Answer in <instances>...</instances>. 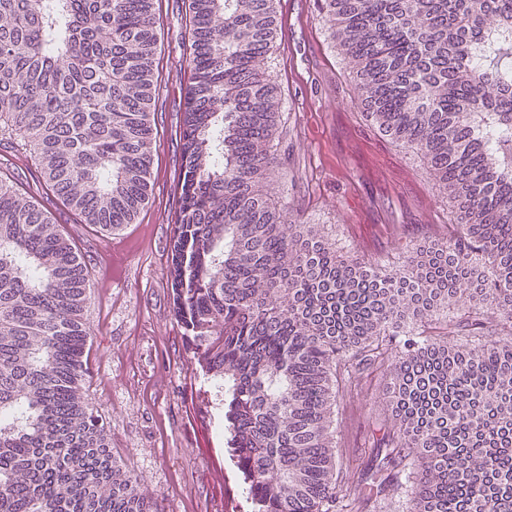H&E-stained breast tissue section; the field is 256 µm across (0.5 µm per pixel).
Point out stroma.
I'll list each match as a JSON object with an SVG mask.
<instances>
[{"mask_svg":"<svg viewBox=\"0 0 512 512\" xmlns=\"http://www.w3.org/2000/svg\"><path fill=\"white\" fill-rule=\"evenodd\" d=\"M190 0H156L161 50L151 123L157 138L153 191L134 223L106 233L42 196L74 240L92 281L86 399L103 423L114 458L135 473L160 512H225L241 500L224 440V410L191 363L169 277L178 210L189 70ZM321 0H277L288 39L258 61L281 92L283 133L275 152L287 173L274 197L306 224L324 225L339 250L368 258L398 245L448 235V200L426 165L366 119L362 92L338 54ZM0 163L17 188L35 189L33 158L0 139ZM387 410L381 389L352 388L336 406L343 460L361 483V512H401L377 489V428Z\"/></svg>","mask_w":512,"mask_h":512,"instance_id":"obj_1","label":"stroma"}]
</instances>
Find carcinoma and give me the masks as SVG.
I'll return each mask as SVG.
<instances>
[{
  "label": "carcinoma",
  "mask_w": 512,
  "mask_h": 512,
  "mask_svg": "<svg viewBox=\"0 0 512 512\" xmlns=\"http://www.w3.org/2000/svg\"><path fill=\"white\" fill-rule=\"evenodd\" d=\"M366 117L448 194V238L342 255L264 192L283 130L275 0H191L170 278L224 391L244 512H357L332 406L390 409L376 480L405 512H512V0H321ZM155 0H0V129L86 224L149 198ZM92 288L70 236L0 179V512H157L83 397Z\"/></svg>",
  "instance_id": "cac0c4a2"
}]
</instances>
